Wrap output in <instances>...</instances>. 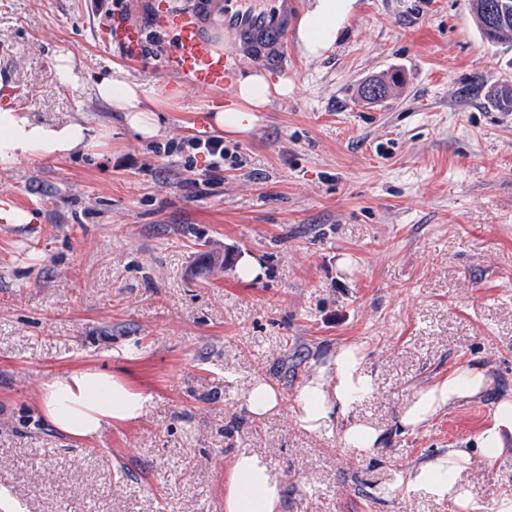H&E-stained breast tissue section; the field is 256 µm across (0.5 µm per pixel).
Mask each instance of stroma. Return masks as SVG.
I'll return each instance as SVG.
<instances>
[{
	"instance_id": "1",
	"label": "stroma",
	"mask_w": 512,
	"mask_h": 512,
	"mask_svg": "<svg viewBox=\"0 0 512 512\" xmlns=\"http://www.w3.org/2000/svg\"><path fill=\"white\" fill-rule=\"evenodd\" d=\"M169 0H0V76L39 122L108 125L93 153L0 165V196L29 222L0 224V512H224L232 457L263 456L283 484L282 512H461L427 496L383 494L399 472L472 447L512 399V43L481 35L468 0H356L335 45L304 56L289 41L287 81L245 134L241 160L195 185L167 145L210 135L202 118L223 89L187 83L159 54L104 47L112 14L154 15ZM71 56L62 81L59 56ZM163 114L153 139L129 131L94 93L113 66ZM399 75L383 100L359 94ZM232 257L201 268L203 253ZM257 258L246 281L237 263ZM363 356L372 389L336 428L301 430L294 399L341 346ZM490 385L422 429L399 426L416 390L467 365ZM96 367L150 395L134 424L76 442L44 423L52 376ZM283 398L261 419L254 379ZM384 434L343 447L347 420ZM477 512L512 496V454L462 475Z\"/></svg>"
}]
</instances>
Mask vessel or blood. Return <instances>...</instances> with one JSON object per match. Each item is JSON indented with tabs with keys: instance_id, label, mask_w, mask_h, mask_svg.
Masks as SVG:
<instances>
[{
	"instance_id": "vessel-or-blood-1",
	"label": "vessel or blood",
	"mask_w": 512,
	"mask_h": 512,
	"mask_svg": "<svg viewBox=\"0 0 512 512\" xmlns=\"http://www.w3.org/2000/svg\"><path fill=\"white\" fill-rule=\"evenodd\" d=\"M298 0H176L167 13L175 28L167 67L186 81L211 89L224 86L232 65L243 60L280 66ZM145 29L114 14L107 47L126 55L143 53Z\"/></svg>"
}]
</instances>
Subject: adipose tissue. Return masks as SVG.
Returning <instances> with one entry per match:
<instances>
[{
    "label": "adipose tissue",
    "instance_id": "obj_1",
    "mask_svg": "<svg viewBox=\"0 0 512 512\" xmlns=\"http://www.w3.org/2000/svg\"><path fill=\"white\" fill-rule=\"evenodd\" d=\"M354 2L310 0L297 29L305 55L319 56L335 44ZM95 93L123 113L133 133L144 138L157 133L156 112L142 107V89L127 82L121 72L100 79ZM287 93V82L273 83L255 72L242 75L229 100L211 105L205 119L216 129L244 134L254 128L258 111L272 96ZM100 138V132L79 122L39 123L23 113L0 110V163L6 165L65 157L94 147ZM361 362L357 348L344 346L336 353L333 372L320 367L310 376L295 398L296 418L304 430L317 433L333 426L338 416L348 414L368 392L370 384ZM487 382L484 370L476 366L449 372L406 400L401 428L411 432L423 428L438 413L481 396ZM149 405V397L129 380L100 369L72 371L46 380L41 387L40 409L45 421L78 440L94 439L110 423L138 422ZM511 450L512 402L504 400L496 406L491 426L476 436L474 449L452 448L427 459L400 476L396 485L409 494L424 491L458 502L463 495L454 489L457 473L471 464L473 453H480L491 465ZM281 501V486L257 456L239 453L233 457L224 484L225 512H279Z\"/></svg>",
    "mask_w": 512,
    "mask_h": 512
}]
</instances>
